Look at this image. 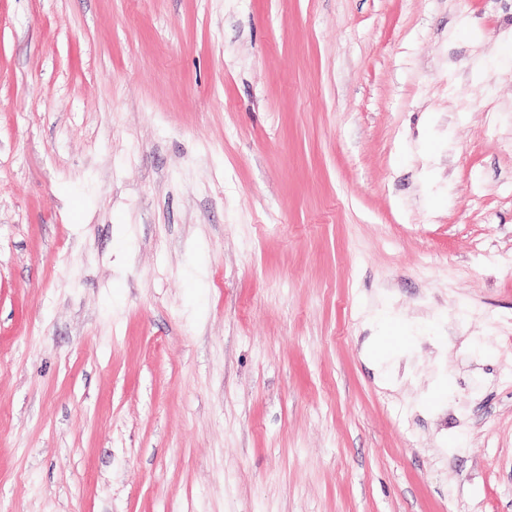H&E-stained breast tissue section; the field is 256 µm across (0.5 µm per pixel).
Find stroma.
<instances>
[{
	"mask_svg": "<svg viewBox=\"0 0 512 512\" xmlns=\"http://www.w3.org/2000/svg\"><path fill=\"white\" fill-rule=\"evenodd\" d=\"M512 0H0V512H512Z\"/></svg>",
	"mask_w": 512,
	"mask_h": 512,
	"instance_id": "35a3bbf8",
	"label": "stroma"
}]
</instances>
